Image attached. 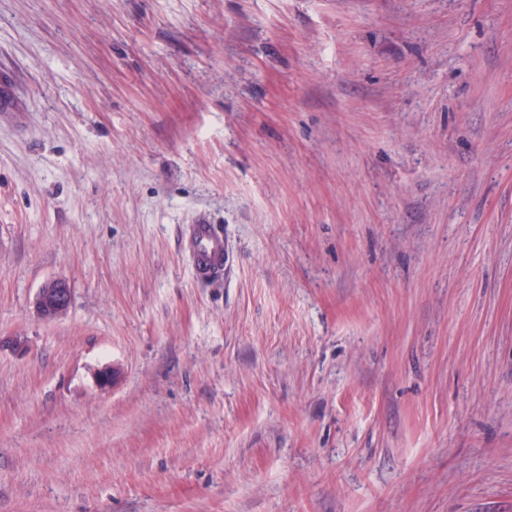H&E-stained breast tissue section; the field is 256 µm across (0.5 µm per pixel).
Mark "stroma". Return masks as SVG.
I'll use <instances>...</instances> for the list:
<instances>
[{
    "label": "stroma",
    "instance_id": "obj_1",
    "mask_svg": "<svg viewBox=\"0 0 512 512\" xmlns=\"http://www.w3.org/2000/svg\"><path fill=\"white\" fill-rule=\"evenodd\" d=\"M1 97L0 512H512V0H0ZM186 247L193 260V273L198 280L218 281L224 278L229 260L224 232L215 224H193ZM71 303L72 291L68 281L56 277L48 279L38 289L33 310L38 319L58 320L67 315Z\"/></svg>",
    "mask_w": 512,
    "mask_h": 512
}]
</instances>
